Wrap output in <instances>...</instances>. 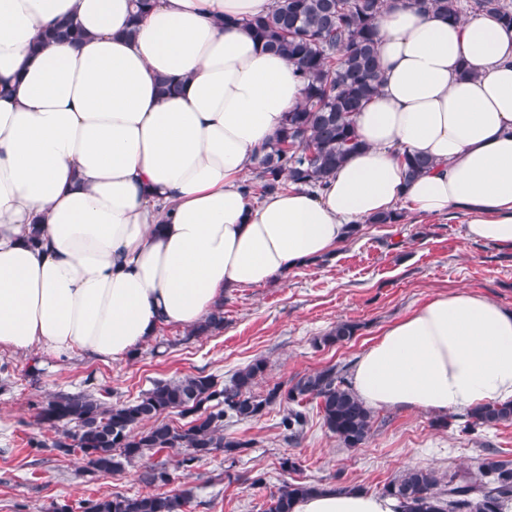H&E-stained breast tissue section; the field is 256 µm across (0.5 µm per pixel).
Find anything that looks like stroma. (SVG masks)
<instances>
[{"instance_id":"obj_1","label":"stroma","mask_w":512,"mask_h":512,"mask_svg":"<svg viewBox=\"0 0 512 512\" xmlns=\"http://www.w3.org/2000/svg\"><path fill=\"white\" fill-rule=\"evenodd\" d=\"M468 289L512 308V245L475 241L467 217L451 212L422 218L406 213L399 224H364L331 257L292 271L285 281L235 289L224 297L222 330L189 336L162 327L134 357L99 359L75 352L58 357L36 348L26 354L0 349V512H52L110 494H149L140 479L151 464L175 467L173 451H148L112 475L88 471L80 454L52 448L54 432L37 420L38 408L60 393L89 392L109 403L135 400L155 381L202 373L218 384L255 359L267 370L255 388L289 387L307 372L336 366L350 376L362 351L390 324L438 292ZM341 321L358 324L350 341L315 347L316 338ZM296 442L277 423L279 406L250 421H229L228 437L246 448L206 458L191 474L177 473L169 492L191 489L184 512H264L285 482L343 484L380 494L403 470L432 468L443 475L477 471L488 459H512V423L466 431L468 413L446 419L414 409H378L372 435L345 448L327 431L315 404ZM37 447H29V440ZM299 468L288 473L282 459ZM263 475L262 487L250 477Z\"/></svg>"}]
</instances>
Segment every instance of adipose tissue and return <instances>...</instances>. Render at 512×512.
Wrapping results in <instances>:
<instances>
[{
	"label": "adipose tissue",
	"mask_w": 512,
	"mask_h": 512,
	"mask_svg": "<svg viewBox=\"0 0 512 512\" xmlns=\"http://www.w3.org/2000/svg\"><path fill=\"white\" fill-rule=\"evenodd\" d=\"M272 0H0V346L123 359L161 326L192 328L226 291L279 280L395 211L468 215L474 240L512 244V28L448 23L387 0L379 89L355 117L363 149L324 189L255 199L257 155L305 98L249 31ZM68 19L77 46H38ZM181 82L162 95L158 81ZM435 167L406 182L403 157ZM371 409L438 415L512 401V309L462 289L384 329L354 363ZM354 490L293 512H394ZM84 37V32L77 25L71 21L64 20L58 21L42 31L37 44L42 47L46 43L60 39L68 40L73 44H78Z\"/></svg>",
	"instance_id": "adipose-tissue-1"
}]
</instances>
